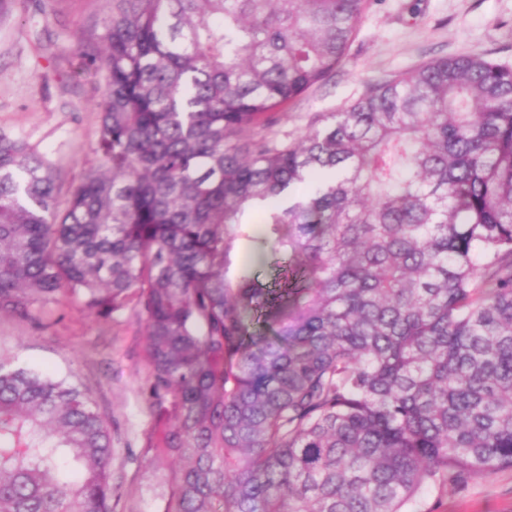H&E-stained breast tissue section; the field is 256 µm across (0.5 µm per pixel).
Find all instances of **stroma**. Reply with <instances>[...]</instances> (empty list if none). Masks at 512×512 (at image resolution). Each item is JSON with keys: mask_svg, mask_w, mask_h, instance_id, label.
<instances>
[{"mask_svg": "<svg viewBox=\"0 0 512 512\" xmlns=\"http://www.w3.org/2000/svg\"><path fill=\"white\" fill-rule=\"evenodd\" d=\"M111 12L112 0H14L0 14V135L42 158L64 193L96 164L105 81L81 67L78 52ZM470 53L512 68V0H368L345 65L290 109L280 128L300 133L314 113L339 111L373 82ZM40 317L0 315V355L88 394L112 435L114 512H165L169 463L144 464L156 420L142 326L131 310L104 319L67 295ZM422 512H512V470L426 494Z\"/></svg>", "mask_w": 512, "mask_h": 512, "instance_id": "35a3bbf8", "label": "stroma"}]
</instances>
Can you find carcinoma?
<instances>
[{"label": "carcinoma", "mask_w": 512, "mask_h": 512, "mask_svg": "<svg viewBox=\"0 0 512 512\" xmlns=\"http://www.w3.org/2000/svg\"><path fill=\"white\" fill-rule=\"evenodd\" d=\"M113 4L80 50L98 164L64 204L0 136V314L136 311L166 512H421L512 469V69L434 60L280 137L366 0ZM112 496L84 392L0 358V512Z\"/></svg>", "instance_id": "obj_1"}]
</instances>
